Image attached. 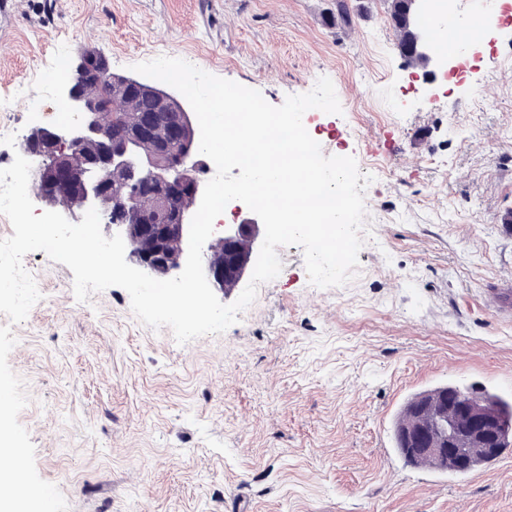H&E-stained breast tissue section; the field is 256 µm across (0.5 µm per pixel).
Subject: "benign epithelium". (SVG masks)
Here are the masks:
<instances>
[{"label":"benign epithelium","mask_w":512,"mask_h":512,"mask_svg":"<svg viewBox=\"0 0 512 512\" xmlns=\"http://www.w3.org/2000/svg\"><path fill=\"white\" fill-rule=\"evenodd\" d=\"M421 0H400L395 18L415 51V68H455L454 59L430 51L412 24ZM72 118L33 126L21 150L31 161L30 179L46 211L75 223L96 208L120 229L128 260L155 279L178 276L188 254L189 226L206 185L211 159L199 152L195 113L167 90L109 73L105 59L82 54L62 79ZM264 225L251 219L222 224L202 249L210 286L234 288L255 266ZM427 422L402 432L409 458L432 457L445 467L469 463L481 448L496 457L504 429L501 415L474 398L445 391L423 401Z\"/></svg>","instance_id":"benign-epithelium-1"}]
</instances>
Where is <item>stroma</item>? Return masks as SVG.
<instances>
[{"label":"stroma","instance_id":"stroma-1","mask_svg":"<svg viewBox=\"0 0 512 512\" xmlns=\"http://www.w3.org/2000/svg\"><path fill=\"white\" fill-rule=\"evenodd\" d=\"M15 0L0 34V126L56 123L58 57L111 73L160 56L271 105L332 80L341 113L308 110L324 155L372 178L358 267L312 285L302 247L224 333L178 344L113 286L23 258L42 298L8 362L40 477L69 512H512V447L456 477L399 456L393 420L443 384L512 398V27L463 56L467 79L414 80L382 0Z\"/></svg>","mask_w":512,"mask_h":512}]
</instances>
